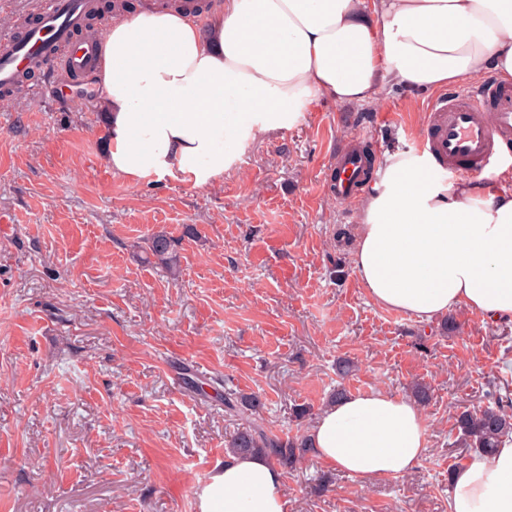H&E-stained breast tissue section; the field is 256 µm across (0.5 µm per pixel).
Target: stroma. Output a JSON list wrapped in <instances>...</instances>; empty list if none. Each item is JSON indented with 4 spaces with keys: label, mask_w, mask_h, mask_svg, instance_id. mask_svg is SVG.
I'll return each instance as SVG.
<instances>
[{
    "label": "stroma",
    "mask_w": 512,
    "mask_h": 512,
    "mask_svg": "<svg viewBox=\"0 0 512 512\" xmlns=\"http://www.w3.org/2000/svg\"><path fill=\"white\" fill-rule=\"evenodd\" d=\"M44 80L0 107V512H197L238 427L225 389L260 394L264 425L295 435L336 389L417 383L431 400L413 472L365 482L308 455L283 493L290 512H448V475L473 454L457 415L512 396V321L372 302L352 264L362 200L330 189L337 148L367 134L377 162L416 151L433 91L316 99L196 186L114 176L88 77L62 100ZM158 230L181 241L177 275L138 258Z\"/></svg>",
    "instance_id": "35a3bbf8"
}]
</instances>
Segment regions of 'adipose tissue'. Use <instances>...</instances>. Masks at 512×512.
<instances>
[{
    "instance_id": "1",
    "label": "adipose tissue",
    "mask_w": 512,
    "mask_h": 512,
    "mask_svg": "<svg viewBox=\"0 0 512 512\" xmlns=\"http://www.w3.org/2000/svg\"><path fill=\"white\" fill-rule=\"evenodd\" d=\"M206 21L172 5L113 15L90 79L106 111L105 159L132 183L222 182L246 146L294 128L317 96L373 103L383 84L443 89L512 82V0H223ZM429 155L396 152L366 188L352 261L368 296L429 322L464 306L512 317V188L448 183ZM310 451L362 480L422 459L420 407L384 390L329 403ZM280 467L229 458L198 512H289ZM448 512H512V440L477 455Z\"/></svg>"
}]
</instances>
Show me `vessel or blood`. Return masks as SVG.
Listing matches in <instances>:
<instances>
[{"mask_svg":"<svg viewBox=\"0 0 512 512\" xmlns=\"http://www.w3.org/2000/svg\"><path fill=\"white\" fill-rule=\"evenodd\" d=\"M97 10V0H39L22 30L0 32V91H9L23 73L46 61L61 62L73 75L89 68L97 45L76 40L75 34ZM428 131L422 148L437 167L484 175L494 157L512 147V93L490 81L436 98L428 108ZM376 172L363 152L338 150L332 182L337 199L353 200Z\"/></svg>","mask_w":512,"mask_h":512,"instance_id":"vessel-or-blood-1","label":"vessel or blood"}]
</instances>
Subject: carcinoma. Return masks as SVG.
Instances as JSON below:
<instances>
[{"label": "carcinoma", "mask_w": 512, "mask_h": 512, "mask_svg": "<svg viewBox=\"0 0 512 512\" xmlns=\"http://www.w3.org/2000/svg\"><path fill=\"white\" fill-rule=\"evenodd\" d=\"M147 249L166 272L179 269V241L166 231H157L148 239ZM261 401L255 394L224 391L227 413L243 421L242 428L231 438L226 448L229 456L261 455L274 463L291 467L308 453L306 435L281 437L266 432L258 419ZM457 427L463 443L485 455L492 454L502 439L512 434V401L498 399L495 405L478 412H462Z\"/></svg>", "instance_id": "cac0c4a2"}]
</instances>
